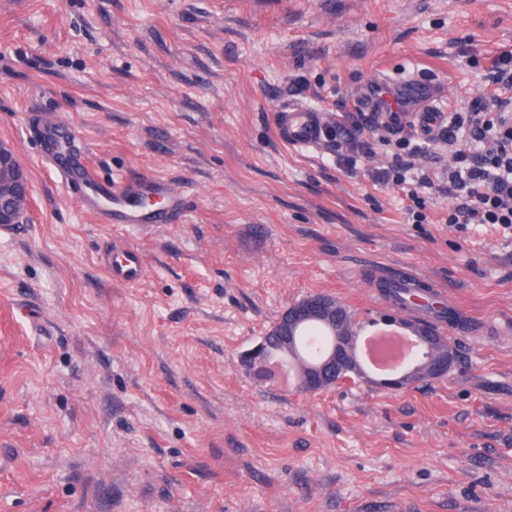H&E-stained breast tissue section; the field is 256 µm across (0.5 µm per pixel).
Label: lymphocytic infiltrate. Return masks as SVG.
I'll return each instance as SVG.
<instances>
[{
    "instance_id": "f902f5d3",
    "label": "lymphocytic infiltrate",
    "mask_w": 512,
    "mask_h": 512,
    "mask_svg": "<svg viewBox=\"0 0 512 512\" xmlns=\"http://www.w3.org/2000/svg\"><path fill=\"white\" fill-rule=\"evenodd\" d=\"M340 118L332 132L337 167L353 171L372 150L381 127L379 113H364L339 102ZM396 152L385 167L368 169L377 184L407 190L412 202H420L427 190L451 196L448 209L452 224H502L512 227V99L500 98L496 109L484 111L481 100L470 105L469 116L443 114L433 128L417 131L391 127ZM446 145L453 165L419 166L432 146Z\"/></svg>"
}]
</instances>
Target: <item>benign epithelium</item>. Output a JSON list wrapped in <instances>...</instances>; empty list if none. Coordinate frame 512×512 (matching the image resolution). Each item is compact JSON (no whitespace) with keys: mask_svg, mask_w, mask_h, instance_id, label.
<instances>
[{"mask_svg":"<svg viewBox=\"0 0 512 512\" xmlns=\"http://www.w3.org/2000/svg\"><path fill=\"white\" fill-rule=\"evenodd\" d=\"M31 209L27 174L19 164L15 151L0 145V227L26 223ZM338 316L336 304L320 296L307 297L290 304L277 323L276 341L261 339L241 356L242 366L250 371L265 367L274 352L293 350L301 325L317 322L332 329L336 339L318 361L300 365L299 384L304 392H318L352 377L385 388L402 389L415 376L436 381L447 377L454 367L450 346L437 343L417 319L397 314L384 318V321L392 325L395 331L410 335L425 350V357L397 371L372 375L361 361L357 330L344 329Z\"/></svg>","mask_w":512,"mask_h":512,"instance_id":"7a95c632","label":"benign epithelium"}]
</instances>
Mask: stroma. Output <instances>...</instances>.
I'll use <instances>...</instances> for the list:
<instances>
[{
  "label": "stroma",
  "mask_w": 512,
  "mask_h": 512,
  "mask_svg": "<svg viewBox=\"0 0 512 512\" xmlns=\"http://www.w3.org/2000/svg\"><path fill=\"white\" fill-rule=\"evenodd\" d=\"M0 10V143L31 223L0 233V512H512V228L423 222L400 189L278 141L279 101L335 112L405 68L493 106L512 0H25ZM105 178L184 190L179 223H99L30 116ZM146 275L112 280L105 252ZM411 274L472 324L448 377L315 393L246 370L289 304L362 331Z\"/></svg>",
  "instance_id": "35a3bbf8"
}]
</instances>
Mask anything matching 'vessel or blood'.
Returning <instances> with one entry per match:
<instances>
[{
    "mask_svg": "<svg viewBox=\"0 0 512 512\" xmlns=\"http://www.w3.org/2000/svg\"><path fill=\"white\" fill-rule=\"evenodd\" d=\"M386 83L417 103L414 115L416 124H424L426 115L437 111L436 97L423 80L408 75L387 78ZM333 122V115L325 113L321 108L286 98L277 107L274 130L284 145L296 150H308L325 143ZM46 139L52 145L50 160L62 183L84 208L96 212L100 223L142 228L152 224L178 222L185 207V199L181 191L171 184L158 179L149 181L151 193L161 197L164 205L152 211L136 210L130 202L136 191L135 184L100 177L90 167L76 139L64 134L59 125L47 126ZM103 262L109 266L113 280L135 282L142 276V259L134 249H125L118 261L112 260L111 256H104Z\"/></svg>",
    "mask_w": 512,
    "mask_h": 512,
    "instance_id": "vessel-or-blood-1",
    "label": "vessel or blood"
}]
</instances>
